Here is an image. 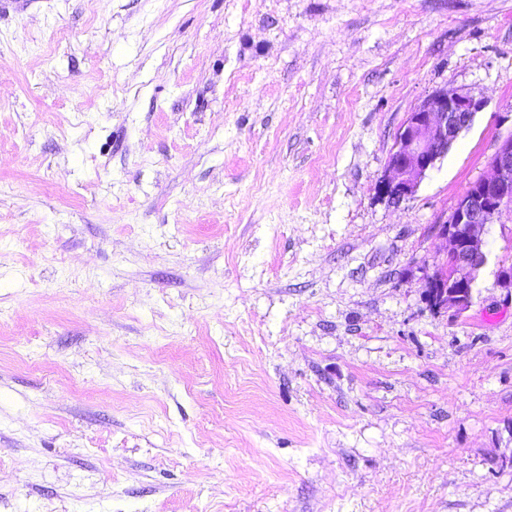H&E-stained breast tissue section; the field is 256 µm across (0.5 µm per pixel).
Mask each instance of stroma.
Listing matches in <instances>:
<instances>
[{
  "label": "stroma",
  "instance_id": "obj_1",
  "mask_svg": "<svg viewBox=\"0 0 512 512\" xmlns=\"http://www.w3.org/2000/svg\"><path fill=\"white\" fill-rule=\"evenodd\" d=\"M510 135L512 0H7L0 512H512V213L422 299ZM487 101L471 91L435 90L425 96L399 128L377 193L392 202L416 194L448 148L467 129ZM489 166L490 175L459 195L446 224L432 228L445 242L423 289V300L435 311L458 316L473 303L479 273L488 261V224L512 210V135L500 142Z\"/></svg>",
  "mask_w": 512,
  "mask_h": 512
}]
</instances>
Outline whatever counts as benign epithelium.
<instances>
[{
  "mask_svg": "<svg viewBox=\"0 0 512 512\" xmlns=\"http://www.w3.org/2000/svg\"><path fill=\"white\" fill-rule=\"evenodd\" d=\"M486 105L484 97L470 91L439 89L425 96L397 132L377 193L392 202L415 195ZM489 166L490 175L459 195L448 221L433 226L445 247L426 276L423 300L435 311L458 316L473 303L479 273L488 261V225L512 210V135L500 142Z\"/></svg>",
  "mask_w": 512,
  "mask_h": 512,
  "instance_id": "7a95c632",
  "label": "benign epithelium"
}]
</instances>
